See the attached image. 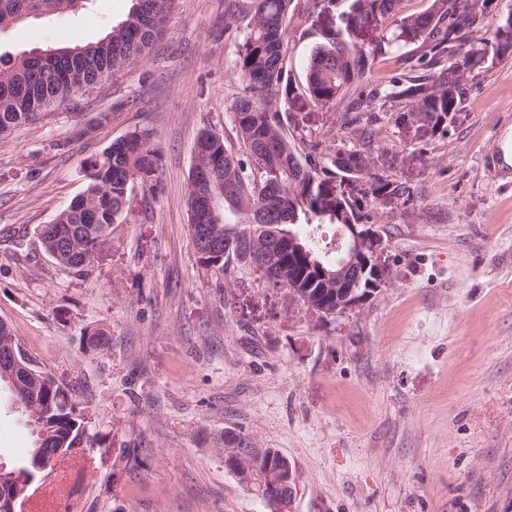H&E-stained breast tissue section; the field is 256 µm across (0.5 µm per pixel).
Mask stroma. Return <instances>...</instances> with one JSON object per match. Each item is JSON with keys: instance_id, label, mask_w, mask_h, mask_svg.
Listing matches in <instances>:
<instances>
[{"instance_id": "1", "label": "stroma", "mask_w": 512, "mask_h": 512, "mask_svg": "<svg viewBox=\"0 0 512 512\" xmlns=\"http://www.w3.org/2000/svg\"><path fill=\"white\" fill-rule=\"evenodd\" d=\"M130 0L32 18L0 32V59L90 43ZM349 0H326L288 32L302 82L311 50L345 31ZM243 30L224 31V0H177L145 61L72 112L0 141V321L92 416L100 445L69 469L78 512H270L224 465L225 431L291 461L290 512H512V185L486 169L512 124V56L484 53L465 74L447 134L378 110V159L405 194L368 205L394 280L321 321L257 274L222 283L190 241L187 184L204 130L236 143L231 105ZM415 45L395 43L369 81L420 75ZM284 125L335 151L341 114L298 93ZM109 113L101 121V113ZM149 127L161 153L157 194L134 188L112 242L80 277L40 248L85 185L90 162ZM99 328L108 348L87 351ZM32 428L0 397V459L22 463ZM122 448L135 449L126 466Z\"/></svg>"}]
</instances>
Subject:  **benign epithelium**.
<instances>
[{
  "mask_svg": "<svg viewBox=\"0 0 512 512\" xmlns=\"http://www.w3.org/2000/svg\"><path fill=\"white\" fill-rule=\"evenodd\" d=\"M382 240L372 224H342L336 242L331 245L338 253L336 268L327 269L318 260H310V268L317 270L322 281L321 289L311 292L309 288H288L290 300L305 307L326 320L352 311L390 283L391 268L382 258ZM271 246L263 241L254 244L255 264L276 273V257L268 254ZM335 299L336 307L330 308L329 299ZM224 462L250 487L257 483L254 456L244 454L238 447L235 433H226L224 438ZM260 483L264 499L272 512H288L293 496L295 474L290 463L267 468ZM22 493H8L0 487V512H16L22 509Z\"/></svg>",
  "mask_w": 512,
  "mask_h": 512,
  "instance_id": "1",
  "label": "benign epithelium"
}]
</instances>
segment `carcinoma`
I'll return each instance as SVG.
<instances>
[{"label":"carcinoma","mask_w":512,"mask_h":512,"mask_svg":"<svg viewBox=\"0 0 512 512\" xmlns=\"http://www.w3.org/2000/svg\"><path fill=\"white\" fill-rule=\"evenodd\" d=\"M325 0H224V32L241 19L247 32L237 44L233 76L243 93L231 107L239 147L224 144V157L215 162L218 133L204 131L196 139L198 164L211 169V184L189 181V224L210 223L208 203H213L223 219L212 225L219 238L232 232L240 239L293 233L326 267L336 258L321 255L325 246L313 235L321 225L317 218L328 211L320 187L328 179L354 173L367 179L369 193H404L386 171L376 170L366 161L373 150L368 129L348 118L344 129L357 137V146L339 148L325 156L319 143L286 130L278 101L296 95L297 83L287 67L288 31L294 20L302 19ZM175 0H132L124 20L94 43L31 50L0 68V138L17 127L31 125L42 116L73 103L75 97L100 83L121 77L130 66L145 59L162 35ZM85 6L78 0H0V31L28 18H49L75 12ZM494 0H431L418 14H403V0H352L350 25L354 29L376 26L399 18L394 38L418 45V62L431 74L396 77L382 92L366 91L368 75L385 44L349 46L332 34L316 46L307 58L303 82L310 98L324 106L344 112H370L375 98L404 105L398 115L444 134L448 117L458 110L464 94L465 71L460 66L473 62L476 52L464 49L472 36L488 33L494 23ZM159 153L155 132L149 128L127 134L124 145L90 163L85 201L68 204L35 234L46 253L61 267L78 275L88 273L95 255L110 244L112 225L118 223L132 202L135 183L153 192L157 188ZM366 196L347 206L346 223L360 224L368 219L364 212ZM207 271L226 279L239 272H255L244 252L233 248L213 264L198 259ZM16 373L20 385L9 391L25 416L35 414L46 435L41 455L31 451L28 461L5 468L0 479L11 478L25 487L29 478H50L54 467L47 450L85 449L99 444L92 432L85 409L54 384L50 376L37 369L21 351L19 337L0 322V385L3 373Z\"/></svg>","instance_id":"cac0c4a2"}]
</instances>
